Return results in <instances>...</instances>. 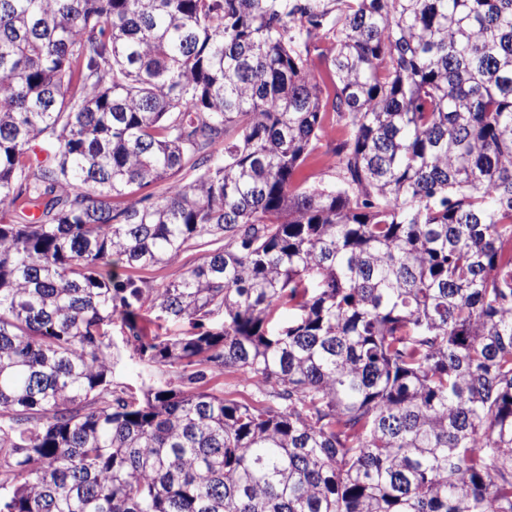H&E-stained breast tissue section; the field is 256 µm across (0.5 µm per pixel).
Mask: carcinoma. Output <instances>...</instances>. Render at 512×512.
I'll return each instance as SVG.
<instances>
[{
	"label": "carcinoma",
	"instance_id": "1",
	"mask_svg": "<svg viewBox=\"0 0 512 512\" xmlns=\"http://www.w3.org/2000/svg\"><path fill=\"white\" fill-rule=\"evenodd\" d=\"M0 512H512V0H0ZM314 44L316 48L311 49L309 56V63L312 74L320 82L321 86L326 87L327 90L332 92V73L329 69L328 63L322 54L329 53L332 44L328 37L323 36L322 38L315 39ZM324 124L327 128L326 130H331L332 134L323 135V138L317 144V148L307 158L297 177L296 184L298 185H306V178H309L310 182L322 181L326 184L337 182L336 169L332 163L336 158L330 154V150L336 143L350 135V128L343 121L339 120L331 110L327 111ZM217 246L218 245H212L205 248L192 247L184 252L176 263L167 266H157L129 271L124 268H119L116 270V273L122 278H124L126 274H129L136 279H143L157 285L167 283L173 280H178L189 268L200 261L205 250L212 249ZM120 321L113 325V338L121 347L118 354V361L114 369V384L130 387L137 394H141L142 381L147 375V370L140 364L138 359L132 357V352L122 348ZM202 389L224 395L225 398L251 404L261 403L263 400L256 386L244 385L234 374L229 373H224L223 376L213 378L208 376L206 381L202 384Z\"/></svg>",
	"mask_w": 512,
	"mask_h": 512
}]
</instances>
